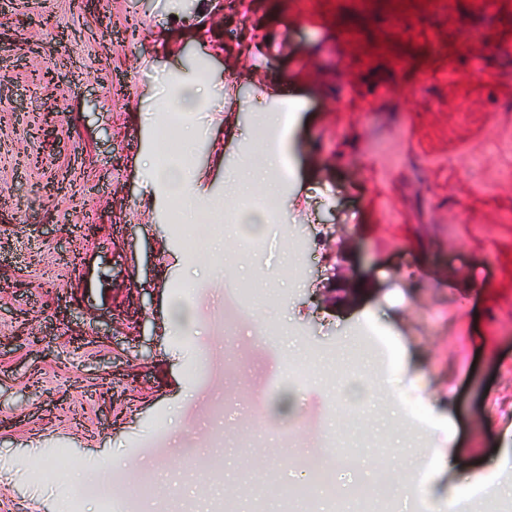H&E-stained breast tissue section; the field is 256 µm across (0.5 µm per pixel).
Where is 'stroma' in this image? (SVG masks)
<instances>
[{"instance_id": "35a3bbf8", "label": "stroma", "mask_w": 512, "mask_h": 512, "mask_svg": "<svg viewBox=\"0 0 512 512\" xmlns=\"http://www.w3.org/2000/svg\"><path fill=\"white\" fill-rule=\"evenodd\" d=\"M473 2L245 0L253 47L220 53L210 0H0V512H101L92 486L112 512H279L330 437L334 498L385 474L393 512H476L447 462L410 482L438 448L512 512L488 465L512 448V0ZM174 124L211 200L191 222L143 164L187 159L160 154ZM282 141L271 197L250 174ZM368 324L399 399L353 349ZM199 90L197 82L178 88L175 97L169 94L161 99L158 111L168 112L169 107L173 108V106L176 105L182 112H191L195 109Z\"/></svg>"}]
</instances>
